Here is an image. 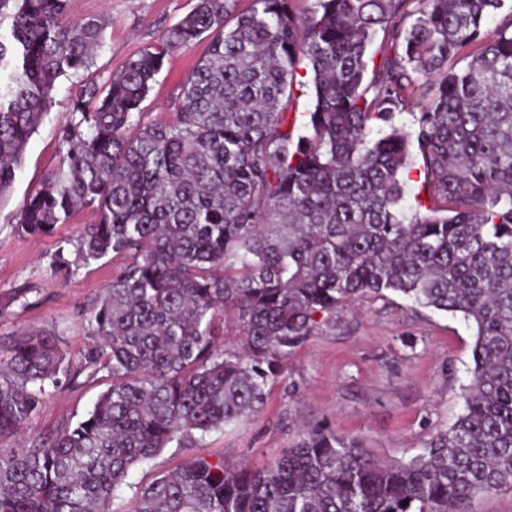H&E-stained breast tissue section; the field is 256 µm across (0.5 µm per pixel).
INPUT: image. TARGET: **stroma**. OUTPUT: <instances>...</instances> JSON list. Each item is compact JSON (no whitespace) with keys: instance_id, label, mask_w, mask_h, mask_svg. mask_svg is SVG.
<instances>
[{"instance_id":"stroma-1","label":"stroma","mask_w":512,"mask_h":512,"mask_svg":"<svg viewBox=\"0 0 512 512\" xmlns=\"http://www.w3.org/2000/svg\"><path fill=\"white\" fill-rule=\"evenodd\" d=\"M196 3L69 0L72 21L100 18L106 23L105 45L90 78L107 83ZM206 47L202 40L167 57L143 104L150 119L172 120L171 100ZM78 90L77 79L58 83L48 113L26 147L14 186L0 201V355L9 356L18 336L47 330L56 335L72 365L69 380L52 390L29 420L25 435L31 439L82 420L109 384L108 378L83 368L92 344L86 318L111 282L118 259L105 257L62 278L51 277L47 270L61 240L95 223V213L82 209L72 223L46 236L16 228L28 194L40 188L59 161V128ZM473 343V331L461 317L412 305L392 292L367 296L359 308L337 311L322 322L318 334L282 363L262 410L193 444H170L149 463L135 465L113 508L128 512L144 484L188 459L220 458L231 469L260 467L319 429L355 438L384 460L410 458L461 413Z\"/></svg>"}]
</instances>
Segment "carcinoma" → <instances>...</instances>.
<instances>
[{
	"instance_id": "cac0c4a2",
	"label": "carcinoma",
	"mask_w": 512,
	"mask_h": 512,
	"mask_svg": "<svg viewBox=\"0 0 512 512\" xmlns=\"http://www.w3.org/2000/svg\"><path fill=\"white\" fill-rule=\"evenodd\" d=\"M236 2L197 0L106 86L84 84L58 166L25 200L28 235L83 207L98 217L58 248L52 274L124 263L88 317L85 361L112 384L76 426L0 448V512H114L132 467L257 413L322 318L385 291L475 328L451 427L408 460L328 431L261 470L191 458L127 512H469L512 488V13L480 43L504 0ZM66 10L0 0V199L59 79L103 47V20L73 25ZM204 35L174 119H147L166 58ZM301 68L315 92L302 121ZM416 167L424 213L420 195L407 204ZM228 316L244 355L219 344ZM70 371L54 336L19 337L0 358V438L21 434Z\"/></svg>"
}]
</instances>
